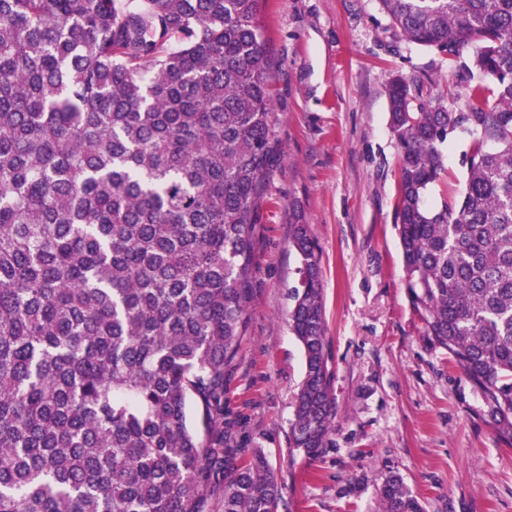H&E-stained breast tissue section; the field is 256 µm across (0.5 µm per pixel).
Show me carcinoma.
I'll return each mask as SVG.
<instances>
[{
  "label": "carcinoma",
  "mask_w": 512,
  "mask_h": 512,
  "mask_svg": "<svg viewBox=\"0 0 512 512\" xmlns=\"http://www.w3.org/2000/svg\"><path fill=\"white\" fill-rule=\"evenodd\" d=\"M265 0H0V512H278L224 417L279 144ZM407 41L472 55L466 109L395 76V220L423 336L512 445V0H378ZM467 177L440 207L443 147ZM290 451L335 431L320 258L297 218ZM380 512H424L395 472ZM469 143L470 137L460 130L450 134L448 138V148L444 150L448 193L454 188L461 187L465 180L467 172L465 154L469 149Z\"/></svg>",
  "instance_id": "1"
}]
</instances>
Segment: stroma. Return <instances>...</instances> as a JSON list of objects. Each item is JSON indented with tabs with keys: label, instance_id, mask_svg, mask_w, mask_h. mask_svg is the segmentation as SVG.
<instances>
[{
	"label": "stroma",
	"instance_id": "35a3bbf8",
	"mask_svg": "<svg viewBox=\"0 0 512 512\" xmlns=\"http://www.w3.org/2000/svg\"><path fill=\"white\" fill-rule=\"evenodd\" d=\"M276 60L274 132L281 152L264 184L255 233L250 322L224 393L242 457L262 449L283 484L279 512H378L388 471L425 512H512V447L496 438L480 397L413 314L395 202L399 153L386 89L404 75L455 106L460 73L409 43L377 0H265ZM470 138L444 150L447 186L463 184ZM303 215L317 244L336 430L321 455L290 456L292 402L304 376L292 336L288 243Z\"/></svg>",
	"mask_w": 512,
	"mask_h": 512
}]
</instances>
